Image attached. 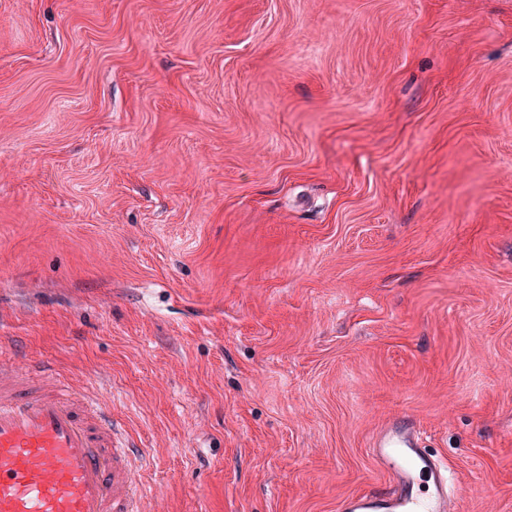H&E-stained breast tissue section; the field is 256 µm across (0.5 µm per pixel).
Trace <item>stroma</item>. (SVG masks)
<instances>
[{
  "instance_id": "1",
  "label": "stroma",
  "mask_w": 512,
  "mask_h": 512,
  "mask_svg": "<svg viewBox=\"0 0 512 512\" xmlns=\"http://www.w3.org/2000/svg\"><path fill=\"white\" fill-rule=\"evenodd\" d=\"M0 356L161 512H340L394 415L512 512V0H0Z\"/></svg>"
}]
</instances>
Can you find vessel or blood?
<instances>
[{
  "label": "vessel or blood",
  "instance_id": "obj_1",
  "mask_svg": "<svg viewBox=\"0 0 512 512\" xmlns=\"http://www.w3.org/2000/svg\"><path fill=\"white\" fill-rule=\"evenodd\" d=\"M371 456L385 488L344 498L342 512H458L415 419L385 422ZM148 458L98 392L46 364H0V512H152Z\"/></svg>",
  "mask_w": 512,
  "mask_h": 512
}]
</instances>
